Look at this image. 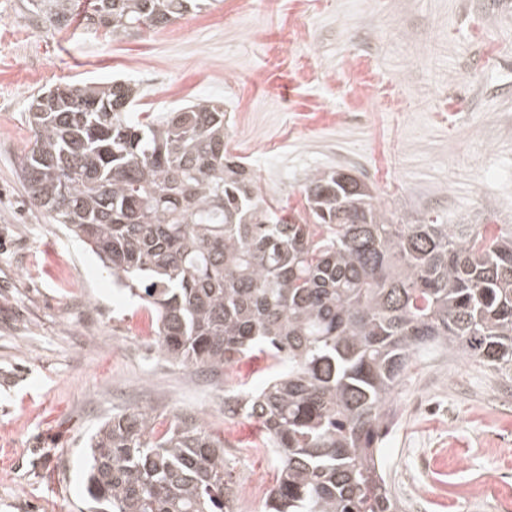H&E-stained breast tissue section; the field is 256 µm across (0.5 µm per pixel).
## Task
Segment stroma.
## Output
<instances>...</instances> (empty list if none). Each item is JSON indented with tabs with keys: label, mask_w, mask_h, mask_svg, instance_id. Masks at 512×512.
Here are the masks:
<instances>
[{
	"label": "stroma",
	"mask_w": 512,
	"mask_h": 512,
	"mask_svg": "<svg viewBox=\"0 0 512 512\" xmlns=\"http://www.w3.org/2000/svg\"><path fill=\"white\" fill-rule=\"evenodd\" d=\"M116 76L144 112L223 101L229 151L280 204L302 208L305 177L341 168L392 209L512 224V0H215L120 42L47 33L0 0V512H88L89 438L140 408L227 434L235 482L279 466L238 454L258 423L225 421L223 381L142 339L147 311L19 181L30 95ZM395 402L380 460L404 512H512V382L420 362ZM483 477L502 504L461 499Z\"/></svg>",
	"instance_id": "1"
}]
</instances>
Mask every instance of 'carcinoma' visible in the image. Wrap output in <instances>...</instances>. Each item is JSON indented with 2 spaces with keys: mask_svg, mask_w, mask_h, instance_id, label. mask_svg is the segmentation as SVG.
<instances>
[{
  "mask_svg": "<svg viewBox=\"0 0 512 512\" xmlns=\"http://www.w3.org/2000/svg\"><path fill=\"white\" fill-rule=\"evenodd\" d=\"M206 0H96L84 29L156 32ZM48 30L74 0H25ZM115 79L30 96L18 176L157 320L168 359L224 377V415L258 421L280 461L267 512H403L379 462L394 394L421 358L456 354L512 380V225L440 224L381 204L345 169L316 171L305 216L275 208L227 149L230 118L200 98L133 111ZM267 362L263 386L226 374ZM149 409L90 438L94 512H236L224 439Z\"/></svg>",
  "mask_w": 512,
  "mask_h": 512,
  "instance_id": "cac0c4a2",
  "label": "carcinoma"
}]
</instances>
